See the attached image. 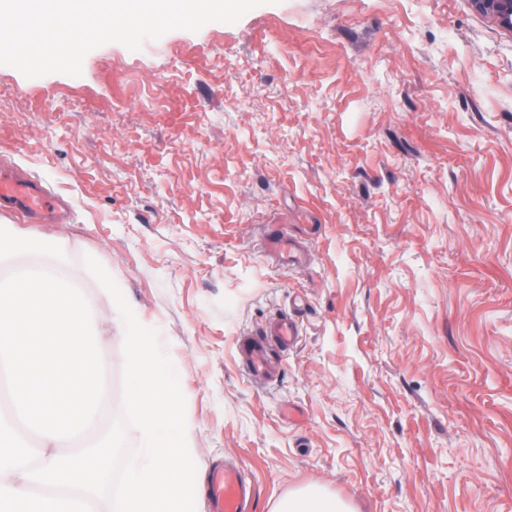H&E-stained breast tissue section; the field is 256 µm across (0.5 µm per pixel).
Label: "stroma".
Wrapping results in <instances>:
<instances>
[{"mask_svg": "<svg viewBox=\"0 0 512 512\" xmlns=\"http://www.w3.org/2000/svg\"><path fill=\"white\" fill-rule=\"evenodd\" d=\"M0 159L69 205L58 241L96 316L99 254L180 379L202 474L272 512L314 484L352 512H512V33L469 0H271L233 24L0 65ZM306 238L276 264L262 231ZM299 324L277 383L240 336ZM122 409L124 334L103 329ZM252 486L239 466L230 463L214 466L210 480L212 512H249Z\"/></svg>", "mask_w": 512, "mask_h": 512, "instance_id": "1", "label": "stroma"}]
</instances>
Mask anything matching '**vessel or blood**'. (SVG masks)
Instances as JSON below:
<instances>
[{
	"mask_svg": "<svg viewBox=\"0 0 512 512\" xmlns=\"http://www.w3.org/2000/svg\"><path fill=\"white\" fill-rule=\"evenodd\" d=\"M0 206L21 213L29 219L59 222L61 213L39 183L0 169ZM266 251L290 266L301 265L309 252L308 245L287 233L272 230L265 234ZM298 336L294 319L279 314L259 329L242 336L240 362L246 374L267 383L276 382L279 369L275 357L284 355ZM252 486L239 466L224 464L213 467L210 480L211 512H249Z\"/></svg>",
	"mask_w": 512,
	"mask_h": 512,
	"instance_id": "obj_1",
	"label": "vessel or blood"
}]
</instances>
